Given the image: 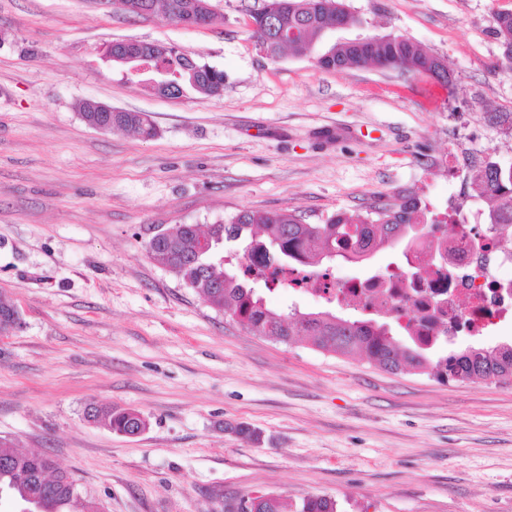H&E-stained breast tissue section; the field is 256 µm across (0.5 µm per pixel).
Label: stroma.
I'll use <instances>...</instances> for the list:
<instances>
[{
	"label": "stroma",
	"mask_w": 512,
	"mask_h": 512,
	"mask_svg": "<svg viewBox=\"0 0 512 512\" xmlns=\"http://www.w3.org/2000/svg\"><path fill=\"white\" fill-rule=\"evenodd\" d=\"M190 28L107 0H0V442L45 453L107 512H231L274 494L338 512H512V384L392 374L357 355L283 344L214 311L148 255L158 229L242 210L336 212L413 198L466 202L475 166L512 164V77L497 13L512 0H345L364 25L444 59L452 84L313 57L270 59L265 0H209ZM166 43L224 73L221 96L169 99L103 56ZM92 99L148 113L158 134L97 130ZM142 412L126 437L87 404ZM256 430L259 442L232 433Z\"/></svg>",
	"instance_id": "35a3bbf8"
}]
</instances>
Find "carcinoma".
Wrapping results in <instances>:
<instances>
[{"label":"carcinoma","instance_id":"cac0c4a2","mask_svg":"<svg viewBox=\"0 0 512 512\" xmlns=\"http://www.w3.org/2000/svg\"><path fill=\"white\" fill-rule=\"evenodd\" d=\"M204 0H141L149 13L162 11L171 21L209 23L212 13L203 10ZM284 24L300 31L298 40L288 49L271 42V31L254 30L259 43L271 48L270 58L283 53L300 55L318 44L322 53L331 57L317 63L326 71L336 68L378 65L384 69H404L423 74L432 70L434 55L404 35L384 36L375 42L353 44L331 41L336 26L350 23L361 25L363 20L347 9L343 0H288L280 9ZM496 36L501 48L502 70L512 75V12L496 16ZM170 71L186 77L185 87L203 98L218 95V83L224 72L206 64L188 65L177 51L166 52ZM112 128L131 129L144 138H153L157 129L150 116L141 112H118L112 116ZM471 184L476 195L484 199L488 209L484 219L488 224L512 228V167L503 168L486 162L473 171ZM420 223L417 205L409 200L385 203L365 216L355 219L338 213L324 224H308L294 211L243 210L223 224H214L210 234L221 242L254 238V229L267 231L268 242L260 247L246 245L243 259L262 254V262L274 273H285L294 264L306 267L323 260L359 261L370 253L391 244L408 227ZM149 256L175 273L188 287L203 296L210 306L231 313L239 324L251 332L272 341L289 344L307 340L313 347L342 355L360 354L369 362L392 372L429 369L440 381H470L474 379L512 381V345L470 346L431 362L428 351L436 346V336H413L412 345L397 343L387 324L371 320H350L325 312H301L296 309L269 308L250 282L249 266L224 268L223 254H196V234L192 225L178 224L167 229L166 237L146 245ZM91 421L115 433L147 429L149 421L132 409L112 406H91ZM14 466H0V495L21 501L35 493V487L23 476L48 467L47 454H11ZM41 512H98L95 498L84 495L79 488H63L54 498L42 504ZM295 512H337L336 501L326 496L303 499Z\"/></svg>","mask_w":512,"mask_h":512}]
</instances>
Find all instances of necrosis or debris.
I'll return each instance as SVG.
<instances>
[{
	"label": "necrosis or debris",
	"instance_id": "obj_1",
	"mask_svg": "<svg viewBox=\"0 0 512 512\" xmlns=\"http://www.w3.org/2000/svg\"><path fill=\"white\" fill-rule=\"evenodd\" d=\"M438 251L447 253V261L431 264ZM288 284L354 311L411 324L419 336L439 330L480 336L512 322V248H502L495 225L470 223L464 214L451 230L424 235L384 272L341 281L329 271L298 268Z\"/></svg>",
	"mask_w": 512,
	"mask_h": 512
}]
</instances>
